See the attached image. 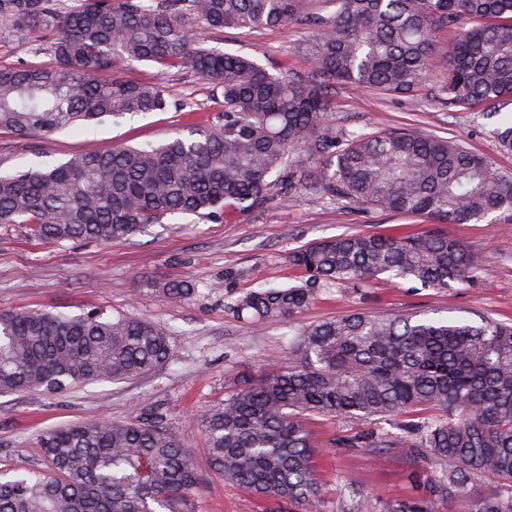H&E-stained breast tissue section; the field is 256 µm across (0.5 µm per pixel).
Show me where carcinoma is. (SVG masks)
Masks as SVG:
<instances>
[{
  "label": "carcinoma",
  "instance_id": "carcinoma-1",
  "mask_svg": "<svg viewBox=\"0 0 512 512\" xmlns=\"http://www.w3.org/2000/svg\"><path fill=\"white\" fill-rule=\"evenodd\" d=\"M305 0H0V33L23 36L48 65H0V129L49 136L126 116L163 112L154 83L105 80L135 63L186 70L221 88V122L157 145H117L62 163L0 172V224L40 240L127 239L170 215L218 219L262 204L276 174L288 189L313 188L383 211L468 224L512 217V177L456 141L410 129L359 134L336 147L326 84L295 82L253 56L208 47L201 35L300 22L310 57L328 80L408 94L445 70L451 107L494 108L512 98V0H331L308 15ZM196 31L184 26V17ZM455 33L436 56L440 31ZM307 279L260 288L230 309L258 326L291 318L322 289L361 286L388 274L429 288L467 285L478 264L436 229L422 236L345 235L291 255ZM170 297L195 291L165 282ZM286 369L246 379L203 419L212 472L298 512H319L318 452L305 416L342 417L339 448H406L443 465L431 495L386 506L349 484L346 512H438L439 494L464 497L485 476L500 486L462 512H512V326L490 318L354 312L305 329ZM172 356L166 331L142 319L0 312V393L50 396L142 377ZM433 409L436 415L410 414ZM402 416L398 435L367 426ZM45 472L0 474V512H196L203 476L192 449L158 413L132 421L89 419L45 431Z\"/></svg>",
  "mask_w": 512,
  "mask_h": 512
}]
</instances>
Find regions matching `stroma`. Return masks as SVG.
Returning a JSON list of instances; mask_svg holds the SVG:
<instances>
[{
    "label": "stroma",
    "instance_id": "35a3bbf8",
    "mask_svg": "<svg viewBox=\"0 0 512 512\" xmlns=\"http://www.w3.org/2000/svg\"><path fill=\"white\" fill-rule=\"evenodd\" d=\"M209 43L254 56L271 72L295 81L318 78L307 32L295 24L253 33L227 29L211 34ZM118 76L160 83L168 108L48 137L21 138L0 130V169L40 160L64 162L118 144L158 143L192 125L217 121L224 110L220 89L186 71L161 73L138 64ZM442 81L437 71L418 92L399 95L331 83L328 122L340 135L415 128L457 141L498 171L512 174V152L503 151L494 134L502 116L512 113V103H501L495 114L449 107L439 95ZM433 228L424 216L389 213L305 189L288 196L277 186L249 212L229 211L217 220L178 215L122 241L55 244L29 236L25 225L0 224V311L146 319L169 331L173 348L171 362L141 378L89 384L61 396L0 395V472L46 469L37 441L48 429L94 418L126 421L156 410L194 448L195 464L206 477L194 494L197 512H288L287 506L258 499L212 474L202 415L237 391L245 376L262 374L268 363L291 365L290 349L301 331L349 312H450L512 323V221L491 216L447 225L449 236L479 262L477 279L465 286L439 290L383 274L360 288L324 290L292 319H273L257 329L232 313L230 299L263 285L299 284L304 273L289 256L318 240L345 234L412 236ZM170 280L191 281L195 291L186 297L159 294L157 283ZM308 425L324 488L320 512H341L347 482L388 504L418 494L411 469H423L428 476L439 469L401 449L332 446V439L350 429L347 420L312 419Z\"/></svg>",
    "mask_w": 512,
    "mask_h": 512
}]
</instances>
